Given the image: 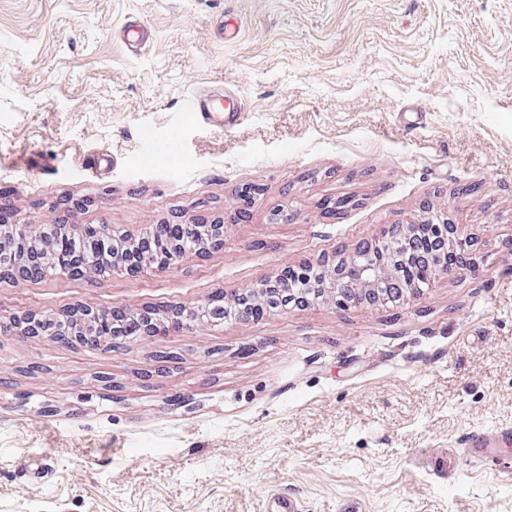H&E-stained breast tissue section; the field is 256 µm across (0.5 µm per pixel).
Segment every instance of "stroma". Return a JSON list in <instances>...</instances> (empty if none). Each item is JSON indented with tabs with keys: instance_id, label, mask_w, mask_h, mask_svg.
<instances>
[{
	"instance_id": "35a3bbf8",
	"label": "stroma",
	"mask_w": 512,
	"mask_h": 512,
	"mask_svg": "<svg viewBox=\"0 0 512 512\" xmlns=\"http://www.w3.org/2000/svg\"><path fill=\"white\" fill-rule=\"evenodd\" d=\"M223 84L237 126L183 111ZM1 201L133 236L219 220L224 243L136 276L4 280L0 316L195 309L439 211L477 268L398 308L112 352L0 334V512H265L278 491L303 512H512V467L460 445L512 428V0H0ZM436 448L450 477L419 465ZM436 220L439 221V224H442L444 242L445 246H448V250H456L462 247L466 249L469 248L471 238L462 228L463 224H459L456 220L448 218V214H438Z\"/></svg>"
}]
</instances>
